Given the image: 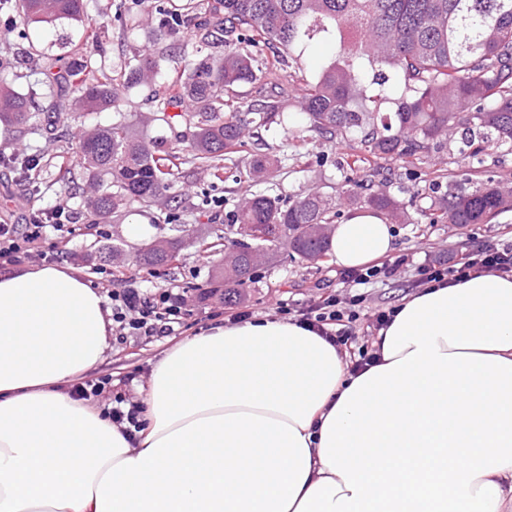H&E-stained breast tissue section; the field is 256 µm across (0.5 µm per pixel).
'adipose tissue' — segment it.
Here are the masks:
<instances>
[{"label":"adipose tissue","instance_id":"1","mask_svg":"<svg viewBox=\"0 0 512 512\" xmlns=\"http://www.w3.org/2000/svg\"><path fill=\"white\" fill-rule=\"evenodd\" d=\"M393 249L367 212L331 240L344 267ZM111 334L75 270L0 272V512H512V277L422 289L357 374L292 321L189 336L132 436L63 389Z\"/></svg>","mask_w":512,"mask_h":512}]
</instances>
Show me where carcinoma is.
<instances>
[{"instance_id":"cac0c4a2","label":"carcinoma","mask_w":512,"mask_h":512,"mask_svg":"<svg viewBox=\"0 0 512 512\" xmlns=\"http://www.w3.org/2000/svg\"><path fill=\"white\" fill-rule=\"evenodd\" d=\"M143 0L120 4L121 23L151 28L160 44L178 37L193 23L198 47L179 58L164 51L134 49L117 64L94 59L100 54L105 26L87 20L88 33L76 49L77 61L46 68L49 85L62 105L81 112L122 111L123 94L154 84L163 63L162 90L154 93L165 134L139 135L122 119L86 131L79 139L87 206L98 218H118L133 205L169 206L170 190L184 166L220 180L224 161L240 152L244 138L283 122L286 88L279 82L283 52L301 58L309 45L325 42L333 50L314 76L297 79L298 108L307 131L333 139L351 135L372 158H408L435 148L451 125L462 129L459 152L475 158L482 147L512 145V0H164L153 11ZM15 12L11 29L21 39L33 23L82 20L85 0H0ZM224 50L213 55L214 44ZM277 49L269 63L262 48ZM260 84L259 98L241 89ZM393 105L388 113L384 104ZM42 109L30 94L0 86L3 132L38 126ZM275 157L248 162L247 177L268 182L278 169ZM40 170L26 168L19 178L24 195L36 194ZM338 199L384 219L406 217L402 203L385 190L367 191L356 177L336 186ZM336 203L319 191L288 204L267 191L247 194L233 224L273 227L260 240L262 263L273 265L281 251L304 262L311 253L325 256L330 238L317 229L333 227ZM512 210V194L489 181L470 192L453 185L431 201L430 223L489 224ZM178 237L157 239L137 249L136 265L150 268L177 259ZM257 263L249 249L236 263L215 266L213 280L224 285V303L242 300Z\"/></svg>"}]
</instances>
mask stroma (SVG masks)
I'll use <instances>...</instances> for the list:
<instances>
[{
	"label": "stroma",
	"mask_w": 512,
	"mask_h": 512,
	"mask_svg": "<svg viewBox=\"0 0 512 512\" xmlns=\"http://www.w3.org/2000/svg\"><path fill=\"white\" fill-rule=\"evenodd\" d=\"M119 2L87 0L89 17L111 24L105 58L114 64L131 48L152 46L150 31H126L115 21ZM6 28L5 15L0 12V80L13 83L22 92L35 93L44 109L52 112L54 129L1 141L0 154L21 160L62 156L72 180L62 183L58 168H48L41 192L31 202L18 190L17 170L0 164V222L17 224L25 211L48 212L59 205L65 207L71 215L70 234L63 240L49 236L45 246L61 252L64 265L102 290L109 288L111 275L117 269L111 261L100 258L99 248L117 240L124 243L127 254L131 255L141 246L140 241L127 235L128 223L142 221L149 224L146 238L150 240L174 237L182 230L191 237L174 265L150 271L128 265L122 270L127 282L147 291L175 286L185 289L188 306L181 325L170 335L127 336L111 340L103 362L90 372L89 377L93 380L111 377L115 391L127 388L140 392L153 366L169 347L230 319L238 310L252 311L257 319L277 317L282 309L306 308L331 295L361 296L360 310L364 313L395 308L419 292V265L488 244H512V211L501 214L489 224L428 223L424 210L433 192L446 190L448 185L465 189L470 183L490 179L501 187L512 188L511 146L485 149L479 160L466 162L458 160L456 145L451 142L441 149L408 159H377L361 165L358 171L359 178L365 180L371 190H386L402 200L407 208L409 223L392 226L393 253L406 256L409 261L400 276L377 278L369 284L353 286L343 283L337 276L333 258L301 263L286 257L276 266L260 270L256 282L246 288L245 298L238 305L225 304L222 289L216 288L212 280V270L218 259L202 251L200 240L221 234L225 224L231 223L240 200L254 191V184L245 176L244 163L258 154L278 156L282 170L274 174L269 186L288 201L311 191L326 190L340 182L342 175L334 167V160L355 159L362 152L360 144L341 137L330 140L316 136L308 144L306 153H299L295 138L304 130L306 122L303 115L290 106L285 110L287 126L275 124L262 139H247L238 154V165L229 166L224 181L197 173L175 185L174 194L183 200L178 210L179 221H168L165 212L156 207L134 208L120 223L97 221L84 204L87 185L78 153L79 136L84 129L109 125L121 117L132 124L134 131L145 130L149 135H159V126L145 124L155 110L151 92L146 88L133 91L119 114L54 110L55 94L41 69L29 61L27 52L34 46L45 52L50 62L59 65L69 61L83 37L84 23L66 20L54 26L33 25L25 40L7 33Z\"/></svg>",
	"instance_id": "obj_1"
}]
</instances>
